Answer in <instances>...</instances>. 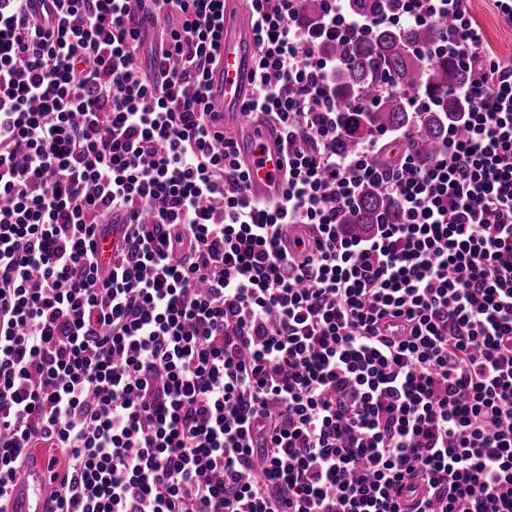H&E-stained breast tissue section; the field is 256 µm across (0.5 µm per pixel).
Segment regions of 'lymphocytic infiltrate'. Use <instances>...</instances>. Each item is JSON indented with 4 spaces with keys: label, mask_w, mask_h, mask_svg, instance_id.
<instances>
[{
    "label": "lymphocytic infiltrate",
    "mask_w": 512,
    "mask_h": 512,
    "mask_svg": "<svg viewBox=\"0 0 512 512\" xmlns=\"http://www.w3.org/2000/svg\"><path fill=\"white\" fill-rule=\"evenodd\" d=\"M243 2L272 204L209 103L224 0H0V506L48 448L51 512H512V60L468 0ZM383 24L468 73L424 163L341 146L321 48ZM369 184L404 220L357 235Z\"/></svg>",
    "instance_id": "1"
}]
</instances>
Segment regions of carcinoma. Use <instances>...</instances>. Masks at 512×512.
Masks as SVG:
<instances>
[{
	"mask_svg": "<svg viewBox=\"0 0 512 512\" xmlns=\"http://www.w3.org/2000/svg\"><path fill=\"white\" fill-rule=\"evenodd\" d=\"M434 27L405 26L395 28L382 25L368 39H357L347 51V66L334 77L336 99L347 104L359 90L372 91L371 84L390 80L402 90H417L431 98L437 107L421 113L416 136L417 154L426 161L430 151L439 147L448 137V123L459 118L465 107L452 90L467 80V72L446 56L427 59L411 51V47L436 46ZM348 142L357 143L377 130H396L408 126L411 112L401 95H392L376 105L345 116ZM389 223L401 221V214L379 189H364L359 208L343 220L353 225L359 234H366L378 217Z\"/></svg>",
	"mask_w": 512,
	"mask_h": 512,
	"instance_id": "carcinoma-1",
	"label": "carcinoma"
}]
</instances>
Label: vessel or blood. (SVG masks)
Wrapping results in <instances>:
<instances>
[{
    "label": "vessel or blood",
    "mask_w": 512,
    "mask_h": 512,
    "mask_svg": "<svg viewBox=\"0 0 512 512\" xmlns=\"http://www.w3.org/2000/svg\"><path fill=\"white\" fill-rule=\"evenodd\" d=\"M254 32L248 15L237 5L224 7V35L217 62L208 77L209 100L225 123L244 127L248 138L240 158L249 173L248 195L259 201L272 200L283 191V147L272 127L249 122L242 105L254 94L252 43ZM53 495L47 459L34 451L20 468L9 491L8 512H49Z\"/></svg>",
    "instance_id": "vessel-or-blood-1"
}]
</instances>
